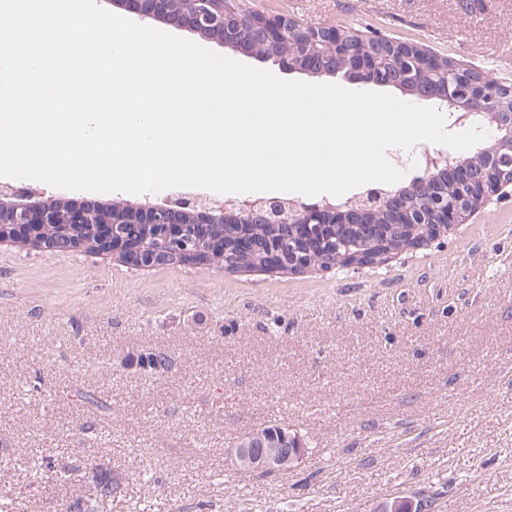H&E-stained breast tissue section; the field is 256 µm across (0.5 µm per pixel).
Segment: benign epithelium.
Returning a JSON list of instances; mask_svg holds the SVG:
<instances>
[{
	"label": "benign epithelium",
	"mask_w": 512,
	"mask_h": 512,
	"mask_svg": "<svg viewBox=\"0 0 512 512\" xmlns=\"http://www.w3.org/2000/svg\"><path fill=\"white\" fill-rule=\"evenodd\" d=\"M127 10L143 18L159 19L168 12V0H123ZM292 19L286 15L262 16L259 20V35L271 43L281 41ZM178 23L191 31L204 28L220 29L224 33L222 42L250 54L252 48L247 43L238 40L235 32L238 27L237 17L224 14L223 0H188L187 6L178 16ZM301 33L311 51L293 57L284 54L278 61L290 70L309 72L318 66L319 57L326 53L340 50L344 36L334 26L301 30ZM382 50L379 46H367L350 62L348 77L362 80L376 67ZM400 60L412 62L428 71H438L442 68V59L435 56H422L414 59L405 52L399 53ZM456 84L452 95L463 89L467 95L480 94L482 88L467 82V74L453 66ZM508 152L499 154L489 150L495 157L494 162L482 167L479 171L473 168L461 169L454 165L448 166L450 177L457 180L460 193L453 200H448L447 186L436 190V205L439 212L438 221L431 225L430 232L413 242L412 248L417 249L428 245L445 236L454 226L463 224L477 212L469 195V186L478 182L481 184L482 203L486 204L493 197L502 194L512 186V147L506 146ZM410 186H402L388 191L368 192L351 199L348 208L352 217L343 220H331L335 216L336 207L327 201L299 202L280 196H264L255 200L238 201L236 199L207 198L194 193H181L175 198L162 204L125 205L123 211L133 217L134 224H157L160 226V237L168 245L166 256L175 259L193 257L205 260L198 246L190 245L184 237L185 225L197 224H282L297 229V245L294 249L283 253L277 245H269L265 252L266 268L279 270L283 264L301 272L314 266L315 245L329 243L341 246L342 235H327L326 228L334 223L344 226L369 237L373 246L382 253H354L356 259L344 263L346 268H374L383 258L394 253L389 247L386 232L381 224H368L361 219L365 212L377 207L384 208L392 214L401 217L400 225L413 223L408 206L403 201L409 198ZM114 210L110 206L86 204L75 207L65 198L49 201H28V198L11 185L0 184V239L18 236L22 241L34 234V230L43 225H62L59 237L40 242L39 248L48 250H69L83 248L81 242L69 227L92 224L97 232L98 243L96 252L110 253L120 258L124 263L136 268H151L159 265V256L155 251L146 248L145 243L133 236H126L115 231L114 224L123 220L113 218ZM306 453L304 448H271L265 446L263 435L254 433L242 447L232 450L231 456L235 465L252 471H284L292 468Z\"/></svg>",
	"instance_id": "1"
}]
</instances>
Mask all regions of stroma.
<instances>
[{"label":"stroma","instance_id":"35a3bbf8","mask_svg":"<svg viewBox=\"0 0 512 512\" xmlns=\"http://www.w3.org/2000/svg\"><path fill=\"white\" fill-rule=\"evenodd\" d=\"M474 2L240 0L416 41L512 83V0ZM12 185L40 201L168 197ZM158 351L175 363L161 376L119 363ZM38 375L55 403L25 394ZM78 388L108 395L111 415L79 405ZM84 424L104 435L95 447ZM269 424L301 435L305 456L285 472L239 470L232 448ZM23 455L111 472L120 492L96 512H379L397 498L512 512V196L375 269L135 270L0 242V459ZM86 487L0 472V505L56 512Z\"/></svg>","mask_w":512,"mask_h":512}]
</instances>
